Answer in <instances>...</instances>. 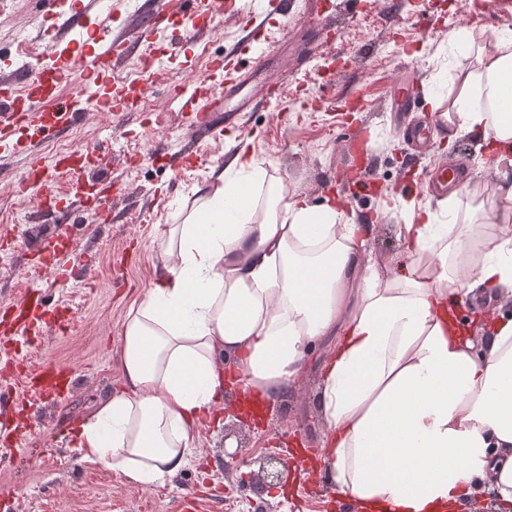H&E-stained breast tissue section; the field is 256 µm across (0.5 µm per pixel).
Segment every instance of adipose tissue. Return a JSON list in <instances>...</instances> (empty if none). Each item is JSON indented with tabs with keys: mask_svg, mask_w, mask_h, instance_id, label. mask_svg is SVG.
Masks as SVG:
<instances>
[{
	"mask_svg": "<svg viewBox=\"0 0 512 512\" xmlns=\"http://www.w3.org/2000/svg\"><path fill=\"white\" fill-rule=\"evenodd\" d=\"M450 41L476 64L426 100L453 135L512 157V30ZM464 184L410 207L398 270L374 261L373 225L288 193L252 152L161 224V271L125 316L123 384L73 432L84 462L143 487L176 476L226 389L272 400L324 345L317 396L325 480L359 512H464L479 492L512 507V318L482 346L455 308L470 288L512 297V190L488 213ZM232 357L225 369L223 357Z\"/></svg>",
	"mask_w": 512,
	"mask_h": 512,
	"instance_id": "ef3b65f1",
	"label": "adipose tissue"
}]
</instances>
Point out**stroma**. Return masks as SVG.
<instances>
[{"label":"stroma","instance_id":"1","mask_svg":"<svg viewBox=\"0 0 512 512\" xmlns=\"http://www.w3.org/2000/svg\"><path fill=\"white\" fill-rule=\"evenodd\" d=\"M223 20L202 42L162 43L153 84L131 100L124 121L86 109L78 125L43 137L33 153L43 162L81 147L98 149L99 159L79 176H56L52 189L20 192L26 172L23 155L0 151V389L20 386L26 374L46 363L62 366L72 384L54 402L19 401L0 410V512H357L351 501L331 492L321 475L296 473L286 484L257 488L256 459L320 451L323 419L317 405L320 351L296 383L277 397L264 417L240 422L237 396L229 394L220 420L202 425L201 445L174 477L142 487L111 469L80 461L70 448L71 432L96 399L121 384L120 344L129 306L153 283L161 241L157 227L181 223V209L196 189L225 166L234 146L252 148L269 174L311 203L335 197L373 225V259L388 261L401 250L399 228L411 205L427 202L420 184L430 168L451 160L470 164L469 181H496L491 152L472 135L449 139L440 113L425 98L420 111L434 125L430 150L409 162L404 138L414 114L401 111L395 92L401 82L423 89L439 78L444 90L473 58L448 42L458 28L487 41L506 28L507 17L475 18L464 0H310L311 11L334 14L330 42L319 60L297 66L288 49V21H281L269 71L284 81L280 99L244 113L238 127L225 126L223 113L211 116L208 138H199L175 97L179 86L206 72L211 58L237 54L240 68L250 55L238 54L239 40L254 17L258 0H223ZM48 0H0V61L36 53L17 34L61 25ZM366 131L372 158L354 187L347 176L350 141ZM177 143L201 154L199 165L173 172L165 158L152 159L153 144ZM112 189L108 219L53 202L52 193L76 184ZM64 253L72 272L57 282L51 272L31 279L37 255L47 244ZM33 293L61 316L59 325L35 323L12 334V304ZM236 432L253 463L227 462L225 430Z\"/></svg>","mask_w":512,"mask_h":512}]
</instances>
